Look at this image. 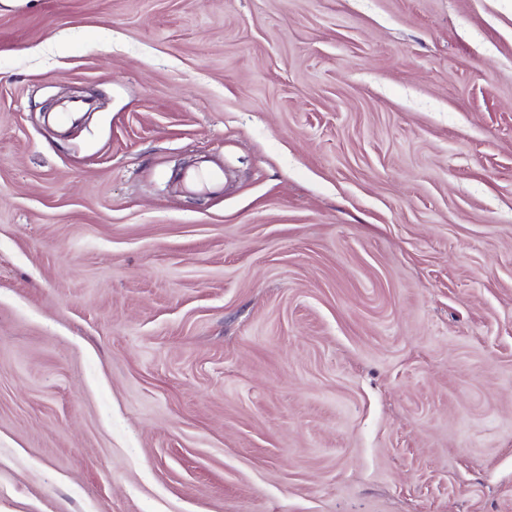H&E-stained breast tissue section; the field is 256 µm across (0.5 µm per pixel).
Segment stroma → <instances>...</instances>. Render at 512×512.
Listing matches in <instances>:
<instances>
[{
    "label": "stroma",
    "instance_id": "35a3bbf8",
    "mask_svg": "<svg viewBox=\"0 0 512 512\" xmlns=\"http://www.w3.org/2000/svg\"><path fill=\"white\" fill-rule=\"evenodd\" d=\"M0 512H512V0H0Z\"/></svg>",
    "mask_w": 512,
    "mask_h": 512
}]
</instances>
